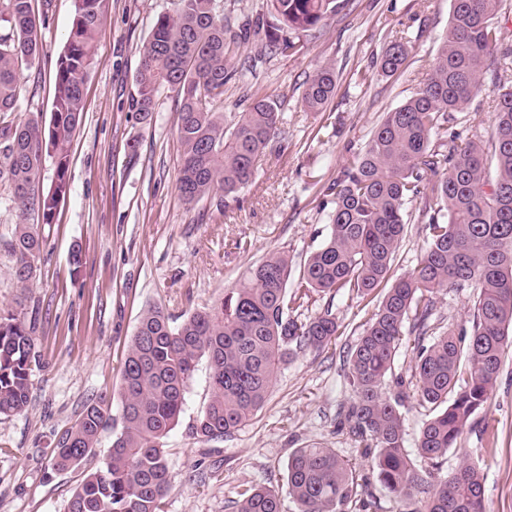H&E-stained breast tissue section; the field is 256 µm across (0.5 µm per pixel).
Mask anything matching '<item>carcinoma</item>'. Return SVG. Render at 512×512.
<instances>
[{
    "mask_svg": "<svg viewBox=\"0 0 512 512\" xmlns=\"http://www.w3.org/2000/svg\"><path fill=\"white\" fill-rule=\"evenodd\" d=\"M110 0H74L70 36L57 61L50 122L16 120L22 92L19 71L39 52L32 0H0V184H6L19 221L6 243L9 274L19 288L35 277L52 223L68 191L69 145L84 109L97 32ZM220 0H177L174 14L159 15L141 48L137 93L129 102L136 123L150 125L159 89L177 93L176 134L182 148L175 185L193 205L233 198L251 182L254 162L273 141L280 114L267 98L253 100L225 122L224 87L236 76L235 49L264 36L271 56L300 57L305 34L336 12V0H266L275 22L260 16L233 30ZM502 0H451L448 29L434 64L416 93L386 113L365 149L328 186L333 208L323 244L292 276L286 252L269 254L224 295L179 324L150 306L138 321L123 364L121 429L100 466L89 470L65 512H164L173 488L163 439L179 423L199 361L209 368L210 396L192 433L205 440L232 434L263 405L292 346L322 349L337 336L331 311L305 322L288 314L313 292L347 290L362 297L386 286L348 358L353 400L340 411V429L354 448L344 459L333 448L293 449L288 494L298 512H365L370 477L401 504V512H487L478 464L445 468L471 418L489 400L505 349L512 347V85L496 86L491 149L481 140L448 145L452 113L463 112L485 91L483 70L496 54L512 59L498 25ZM408 56L389 41L378 66L391 77ZM336 75L318 66L303 102L321 112ZM449 146L448 152L440 148ZM55 179L42 191L45 161ZM438 179L431 182L428 175ZM427 219L429 241L418 266L388 282L405 226ZM470 284L477 288L470 333L437 330L433 295ZM34 326L0 310V416L29 403ZM413 337L412 381L393 373L405 336ZM428 409L416 444V463L404 447L401 407L409 400ZM112 403L88 402L53 448L54 466H81L112 425ZM368 459L371 474L358 461ZM234 512H281L279 494L246 488Z\"/></svg>",
    "mask_w": 512,
    "mask_h": 512,
    "instance_id": "obj_1",
    "label": "carcinoma"
}]
</instances>
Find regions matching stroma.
Wrapping results in <instances>:
<instances>
[{"label":"stroma","instance_id":"stroma-1","mask_svg":"<svg viewBox=\"0 0 512 512\" xmlns=\"http://www.w3.org/2000/svg\"><path fill=\"white\" fill-rule=\"evenodd\" d=\"M337 3L335 14L309 37L304 56L258 58L256 39L240 47L224 114L245 111L257 97L274 100L280 122L273 149L256 160L254 177L237 200L189 207L175 188L181 153L175 93L159 91L150 126L137 125L128 109L140 48L154 19L173 13L174 2L111 0L84 84L83 119L69 148V192L45 230L27 290L16 288L0 246V308L37 327L29 405L0 417V512H64L83 472L52 468L55 439L87 402L118 399L125 355L144 309L155 305L182 318L222 296L268 253L288 252L298 270L322 243L332 209L329 184L365 148L385 113L412 96L429 73L450 12V0ZM33 5L47 21L40 28V56L22 71L16 116L47 121L74 6L73 0ZM396 38L409 43V56L385 77L376 61ZM324 63L334 68L336 91L326 112H310L303 91ZM483 78L484 92L448 125L461 138L488 140L493 90L512 81V69L495 55ZM134 138L139 145L132 159L127 145ZM428 240L426 225L408 224L390 278L413 271ZM241 241L247 250L238 249ZM76 253L82 258L77 265ZM475 294L469 285L438 293L436 323L470 329ZM383 295L380 289L365 298L344 290L312 293L295 318L332 310L336 339L321 351L296 352L281 366L262 407L231 436L207 441L191 430L210 394L208 366L199 364L180 422L164 441L174 480L165 512H233L247 486L276 490L282 512H297L287 486L292 449L313 445L351 455L337 417L353 397L346 358ZM465 458L483 471L488 512H512V349L490 399L449 450L448 465Z\"/></svg>","mask_w":512,"mask_h":512}]
</instances>
